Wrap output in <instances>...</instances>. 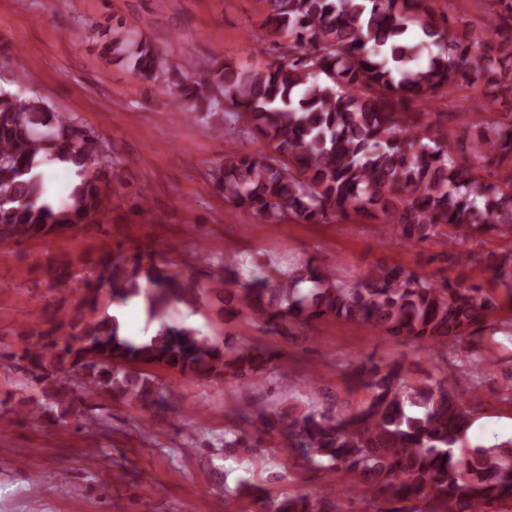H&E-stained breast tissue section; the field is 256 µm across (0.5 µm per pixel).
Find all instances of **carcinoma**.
<instances>
[{"instance_id":"obj_1","label":"carcinoma","mask_w":512,"mask_h":512,"mask_svg":"<svg viewBox=\"0 0 512 512\" xmlns=\"http://www.w3.org/2000/svg\"><path fill=\"white\" fill-rule=\"evenodd\" d=\"M277 55L263 68L230 58L195 80L192 56L171 57L136 32L110 30L112 58L144 79L173 82L189 116L216 118L214 132L264 142L258 153L228 154L213 172L224 200L276 227L331 217L381 224L399 238L447 249L478 237L510 243L471 255L505 294L478 284H441L403 267L377 265L350 286L332 270L306 264L277 287L266 279L224 278L225 311L245 307L269 333L290 323L333 317L364 324L388 338L453 349L472 373L494 362L462 343L512 308V112L498 111L512 92V0H491L492 28L479 35L454 28L436 0H262ZM426 56L420 66L411 62ZM485 84L479 112H433L461 88ZM459 129L448 131V124ZM120 158L74 118L44 99L0 86V231L21 243L52 238L92 222L105 201L101 175ZM70 163L80 182L56 207L45 196L41 166ZM125 303L142 297L161 320L155 336L135 342L114 316L93 317L102 293ZM198 285L148 259L145 252L99 257L86 278L83 307L71 321L75 340L28 343L20 360L48 401L29 416L61 421L77 392L164 407L162 387L141 370L160 365L183 375L259 380L263 362L227 352L166 316L192 304ZM92 318H87V314ZM371 401L357 411L316 409L285 422L263 407L238 413L226 448H256L282 433L314 468L345 469L360 480L361 500L378 490L390 512H497L512 501V439L455 451L469 411L448 377L412 380L400 363L354 371ZM423 503L419 508L413 502ZM268 512H335L328 497H284Z\"/></svg>"}]
</instances>
